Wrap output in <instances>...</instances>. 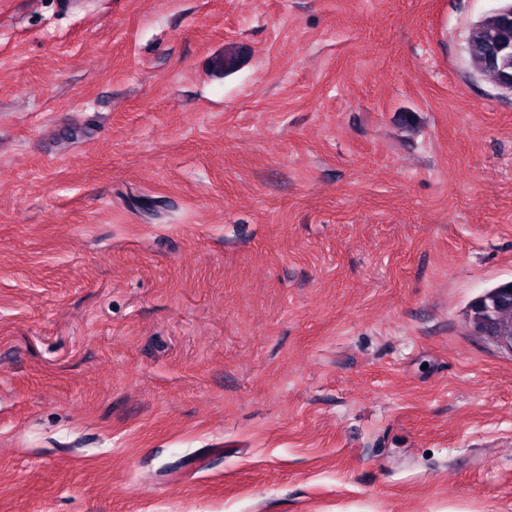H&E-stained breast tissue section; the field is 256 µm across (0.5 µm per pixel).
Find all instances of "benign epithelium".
<instances>
[{
    "mask_svg": "<svg viewBox=\"0 0 512 512\" xmlns=\"http://www.w3.org/2000/svg\"><path fill=\"white\" fill-rule=\"evenodd\" d=\"M506 2L509 6L498 10L501 17L498 29L493 31L480 24L471 27L467 52L477 68L501 71V88L512 97V0Z\"/></svg>",
    "mask_w": 512,
    "mask_h": 512,
    "instance_id": "obj_1",
    "label": "benign epithelium"
}]
</instances>
